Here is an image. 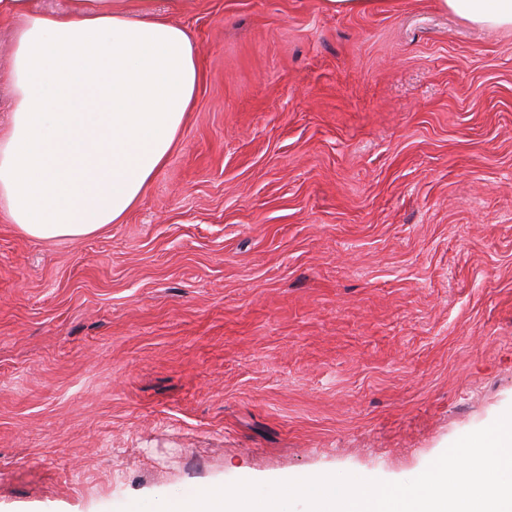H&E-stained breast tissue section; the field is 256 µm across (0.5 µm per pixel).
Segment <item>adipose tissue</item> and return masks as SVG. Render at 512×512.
Listing matches in <instances>:
<instances>
[{"label":"adipose tissue","mask_w":512,"mask_h":512,"mask_svg":"<svg viewBox=\"0 0 512 512\" xmlns=\"http://www.w3.org/2000/svg\"><path fill=\"white\" fill-rule=\"evenodd\" d=\"M512 28V0H437ZM13 29V106L0 129V211L34 239L122 221L176 144L201 82L188 31L155 0H69L61 13L0 0Z\"/></svg>","instance_id":"adipose-tissue-1"}]
</instances>
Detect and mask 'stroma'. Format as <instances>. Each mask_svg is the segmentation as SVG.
I'll return each mask as SVG.
<instances>
[{
    "mask_svg": "<svg viewBox=\"0 0 512 512\" xmlns=\"http://www.w3.org/2000/svg\"><path fill=\"white\" fill-rule=\"evenodd\" d=\"M203 81L122 223L0 213V512L407 481L512 408V29L157 0Z\"/></svg>",
    "mask_w": 512,
    "mask_h": 512,
    "instance_id": "obj_1",
    "label": "stroma"
}]
</instances>
